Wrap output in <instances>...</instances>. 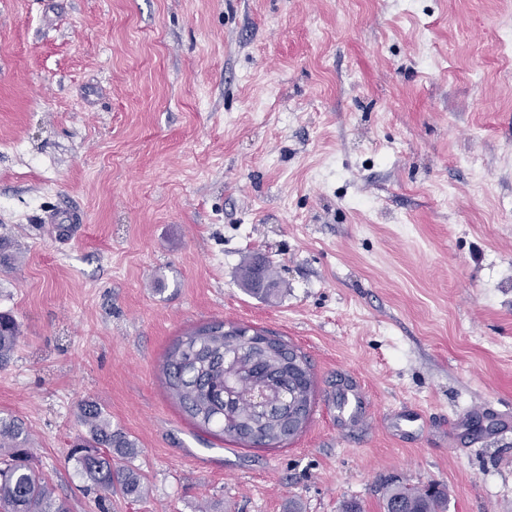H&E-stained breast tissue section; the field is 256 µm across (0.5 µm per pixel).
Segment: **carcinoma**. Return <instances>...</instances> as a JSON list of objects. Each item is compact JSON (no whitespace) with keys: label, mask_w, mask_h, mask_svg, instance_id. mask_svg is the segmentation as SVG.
<instances>
[{"label":"carcinoma","mask_w":512,"mask_h":512,"mask_svg":"<svg viewBox=\"0 0 512 512\" xmlns=\"http://www.w3.org/2000/svg\"><path fill=\"white\" fill-rule=\"evenodd\" d=\"M241 280L253 295L275 293L267 263H250ZM20 335L19 325L0 313V368L7 365ZM163 372L167 387L198 426L236 441L278 446L284 443L283 416L278 409L298 399L312 404L313 374L304 354L283 339L254 330L235 341L224 335V323L204 325L178 339L168 350ZM88 436L70 448L81 475L104 492L118 488L140 496V475L112 461L136 454L134 442L119 431L93 403L81 408ZM0 512H69L54 496L47 479L33 467L28 433L15 417H0ZM385 512H441L444 496L434 486L411 488L391 483L384 488Z\"/></svg>","instance_id":"cac0c4a2"}]
</instances>
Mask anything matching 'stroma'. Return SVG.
I'll use <instances>...</instances> for the list:
<instances>
[{"instance_id":"stroma-1","label":"stroma","mask_w":512,"mask_h":512,"mask_svg":"<svg viewBox=\"0 0 512 512\" xmlns=\"http://www.w3.org/2000/svg\"><path fill=\"white\" fill-rule=\"evenodd\" d=\"M510 34L512 0H0V416L70 512H384L388 479L512 512ZM256 258L274 298L241 285ZM222 321L311 365L278 447L168 391L169 347ZM86 401L143 497L96 507L67 461ZM20 335L19 325L8 313H0V368L7 365ZM350 393L354 400V406H352V402L350 401L349 397L345 396L339 405L338 410L341 414L340 420L344 423V425L347 427L355 428L361 425L367 417V414L362 407L365 398L359 388L350 390ZM348 412L349 414L345 416L344 414Z\"/></svg>"}]
</instances>
